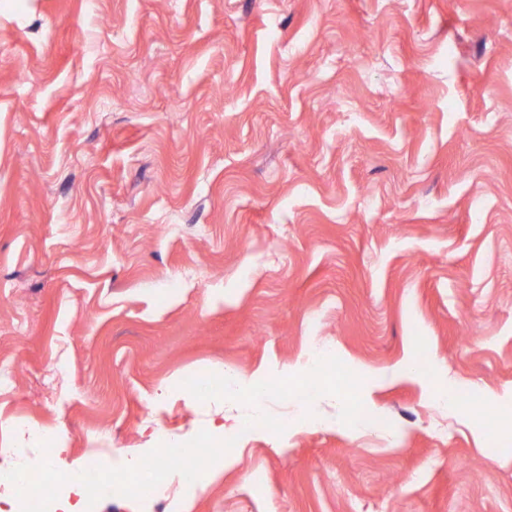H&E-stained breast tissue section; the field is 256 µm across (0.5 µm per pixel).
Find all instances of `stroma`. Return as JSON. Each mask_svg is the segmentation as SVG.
<instances>
[{
	"instance_id": "stroma-1",
	"label": "stroma",
	"mask_w": 512,
	"mask_h": 512,
	"mask_svg": "<svg viewBox=\"0 0 512 512\" xmlns=\"http://www.w3.org/2000/svg\"><path fill=\"white\" fill-rule=\"evenodd\" d=\"M233 372L267 432L92 512H512V0H0V449L148 459ZM231 384L224 389L225 398H237L240 392H244L246 396L255 404H258L267 393V387L261 376H254L248 382L245 377L239 374L231 375ZM244 386V390H241Z\"/></svg>"
}]
</instances>
